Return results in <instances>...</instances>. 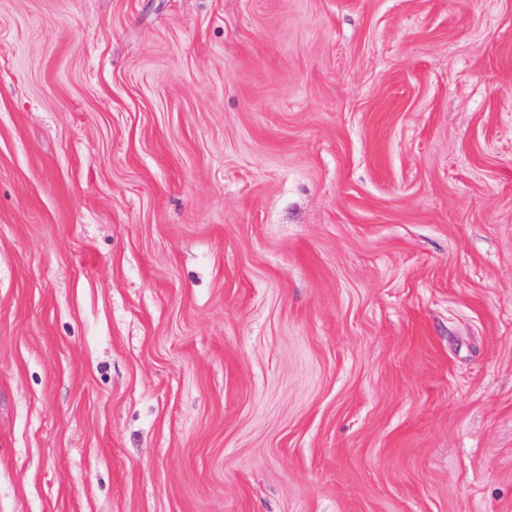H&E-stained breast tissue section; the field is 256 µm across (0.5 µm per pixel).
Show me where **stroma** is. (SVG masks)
Segmentation results:
<instances>
[{"mask_svg": "<svg viewBox=\"0 0 512 512\" xmlns=\"http://www.w3.org/2000/svg\"><path fill=\"white\" fill-rule=\"evenodd\" d=\"M0 512H512V0H0Z\"/></svg>", "mask_w": 512, "mask_h": 512, "instance_id": "stroma-1", "label": "stroma"}]
</instances>
